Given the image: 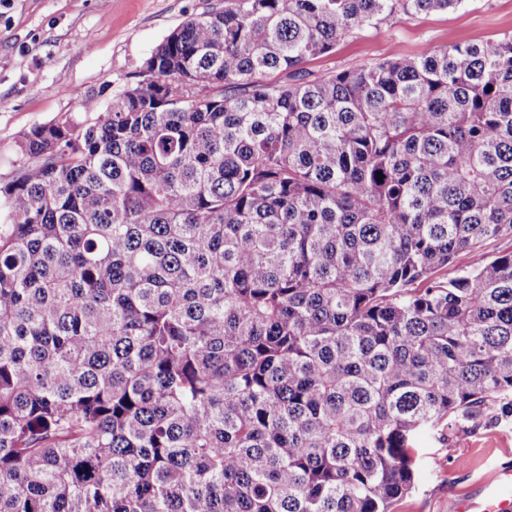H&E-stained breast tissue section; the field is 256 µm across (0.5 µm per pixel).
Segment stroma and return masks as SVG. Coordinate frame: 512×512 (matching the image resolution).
Returning a JSON list of instances; mask_svg holds the SVG:
<instances>
[{"instance_id":"35a3bbf8","label":"stroma","mask_w":512,"mask_h":512,"mask_svg":"<svg viewBox=\"0 0 512 512\" xmlns=\"http://www.w3.org/2000/svg\"><path fill=\"white\" fill-rule=\"evenodd\" d=\"M220 0H0V184L28 162L20 144L36 127L75 115L78 99L106 107L135 84L144 61L188 18ZM512 36V0H467L416 17L397 16L309 61L316 74L455 42ZM413 492L392 512H448L497 468L512 466V429L425 430L413 438Z\"/></svg>"}]
</instances>
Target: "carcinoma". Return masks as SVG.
Segmentation results:
<instances>
[{
	"mask_svg": "<svg viewBox=\"0 0 512 512\" xmlns=\"http://www.w3.org/2000/svg\"><path fill=\"white\" fill-rule=\"evenodd\" d=\"M462 2L222 0L24 137L0 512H391L415 433L512 428V37L305 69Z\"/></svg>",
	"mask_w": 512,
	"mask_h": 512,
	"instance_id": "obj_1",
	"label": "carcinoma"
}]
</instances>
